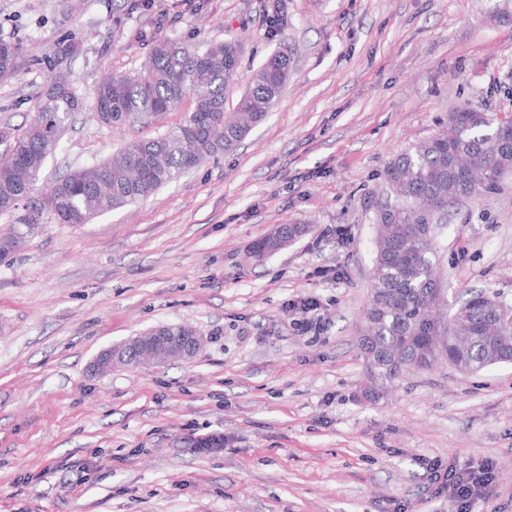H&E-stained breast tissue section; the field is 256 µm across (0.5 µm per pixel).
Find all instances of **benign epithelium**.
Listing matches in <instances>:
<instances>
[{"instance_id": "7a95c632", "label": "benign epithelium", "mask_w": 512, "mask_h": 512, "mask_svg": "<svg viewBox=\"0 0 512 512\" xmlns=\"http://www.w3.org/2000/svg\"><path fill=\"white\" fill-rule=\"evenodd\" d=\"M201 345V337L195 331L185 336H162L156 331H149L101 351L93 367L104 373L117 365L139 367L163 364L171 359H189L199 351Z\"/></svg>"}]
</instances>
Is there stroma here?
Wrapping results in <instances>:
<instances>
[{
  "label": "stroma",
  "instance_id": "stroma-1",
  "mask_svg": "<svg viewBox=\"0 0 512 512\" xmlns=\"http://www.w3.org/2000/svg\"><path fill=\"white\" fill-rule=\"evenodd\" d=\"M503 2L284 0L288 25L271 39L268 0H0V39L20 47L0 80L11 135L73 31L83 39L66 71L86 99L139 67L151 32L242 38L228 112L271 53L291 59L273 111L236 149L89 223L44 216L0 263V512H451L423 461L482 459L496 512H512V363L408 368L368 400L359 343L387 162L461 105L512 114ZM183 116L121 133L73 113L40 189ZM278 224L302 232L249 259ZM434 246L448 309L470 288L512 304V175L452 208ZM309 297L316 334L295 325ZM166 324L198 331L195 357L92 372L101 350ZM209 432L224 447L198 454L191 439Z\"/></svg>",
  "mask_w": 512,
  "mask_h": 512
}]
</instances>
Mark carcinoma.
<instances>
[{"label":"carcinoma","mask_w":512,"mask_h":512,"mask_svg":"<svg viewBox=\"0 0 512 512\" xmlns=\"http://www.w3.org/2000/svg\"><path fill=\"white\" fill-rule=\"evenodd\" d=\"M271 33L288 24L283 0H270ZM73 36L47 58L51 81L34 99L36 116L12 137L0 158V217L11 218L0 249L31 235L48 206L59 224H86L100 213L154 195L162 186L198 165L234 150L252 127L271 112L291 73L285 52H274L253 71L236 110L224 111V95L237 80L242 47L238 40L184 45L153 41L145 61L132 73L102 80L93 90L91 108L114 129L148 121L181 107L192 108L183 120L149 139L131 137L111 158L69 171L50 188L45 203L33 196L46 160L58 148L69 116L82 109V98L62 74ZM19 47L0 39V78L18 67ZM496 115L463 106L448 112L447 128L392 158L383 172L393 201L378 209L376 224L387 239L376 247L361 347L369 374L380 388L407 367L426 369L436 345L422 336L421 320L436 305L437 253L434 234L424 224H444L448 207L479 200L512 174V139L498 133ZM301 233L296 225H278L253 246V258L265 259L281 243ZM505 307L486 290L472 291L448 321L445 353L464 369L481 371L512 362V323L499 322Z\"/></svg>","instance_id":"carcinoma-1"}]
</instances>
